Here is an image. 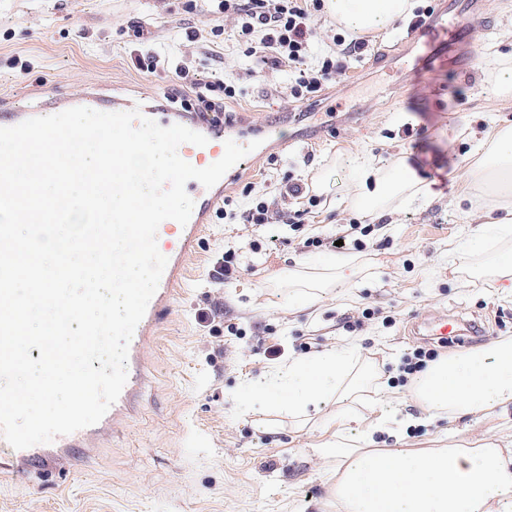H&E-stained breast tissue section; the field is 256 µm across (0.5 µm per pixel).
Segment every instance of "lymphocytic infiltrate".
Masks as SVG:
<instances>
[{"label": "lymphocytic infiltrate", "mask_w": 512, "mask_h": 512, "mask_svg": "<svg viewBox=\"0 0 512 512\" xmlns=\"http://www.w3.org/2000/svg\"><path fill=\"white\" fill-rule=\"evenodd\" d=\"M211 12L234 14L240 23L233 39L245 56L256 65L272 70L294 68L289 83L290 94L297 100L315 99L336 72L334 57L325 56L321 65L302 70L300 62L308 55L317 32L311 23L315 12L321 9V0H206ZM128 35L138 43L141 51L134 62L142 72L174 73L175 79L167 94L168 100L180 104L189 112H220L226 101L240 97L243 87L227 80L202 84L188 67L174 62L171 55L152 46L142 23H132ZM219 219H232L244 224L265 228L275 234L277 225L294 224L295 218L277 202L249 203L241 210H221Z\"/></svg>", "instance_id": "1"}]
</instances>
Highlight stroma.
<instances>
[{"instance_id": "stroma-1", "label": "stroma", "mask_w": 512, "mask_h": 512, "mask_svg": "<svg viewBox=\"0 0 512 512\" xmlns=\"http://www.w3.org/2000/svg\"><path fill=\"white\" fill-rule=\"evenodd\" d=\"M483 16L459 49L472 60L469 74L401 65L404 17L369 35L362 58L340 60L321 101L311 104L289 96L283 72L251 76L252 60L213 33L218 25L235 28L236 16H214L194 0H0V97L94 82L109 94L163 98L169 78L138 70L137 47L126 37L131 22L143 20L155 46L169 48L199 79L240 78L246 92L227 104L228 120L279 115L289 147L277 163L261 162L232 185L235 203L268 198L288 178L327 184L317 206L293 202L302 228L283 227L280 241L268 242L249 224H212L168 325L150 346L140 409L123 435L83 458L61 459L59 473L0 480V512H336L314 453L325 439L322 426L284 412L244 413L239 398L250 382L288 356L350 344L356 363L373 369L372 387L391 386L402 413L415 417L420 410L402 367L430 343L408 334L411 322L478 321L484 334L472 339L475 347L512 337V298L492 278L467 280L448 267L449 241L480 222L472 203L477 141L491 124L512 125V90H496L494 81L498 63L512 59V0H483ZM189 30L197 41L186 40ZM24 62L30 71L21 70ZM464 126L470 137H458ZM301 130L312 140L293 143ZM350 149L384 165L405 161L429 184L430 203L381 215L353 209L354 175L335 163ZM356 222L373 227L356 276L317 306L295 303L288 280L297 268L339 255L305 240L349 234ZM230 249L239 273L225 282L215 271ZM209 309L219 318L201 321ZM231 324L241 335L228 332ZM498 425L494 417L452 426L436 420L412 429L408 442L438 448L453 438L493 436Z\"/></svg>"}]
</instances>
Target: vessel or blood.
<instances>
[{"mask_svg":"<svg viewBox=\"0 0 512 512\" xmlns=\"http://www.w3.org/2000/svg\"><path fill=\"white\" fill-rule=\"evenodd\" d=\"M482 20L478 0H440L437 10L423 26L416 29L415 36L422 39L428 55H446L450 65L465 73L470 69V59L450 56L449 51L465 39L471 25L481 23ZM78 106L104 112L137 109L143 116L161 126L180 124L201 133L207 139L206 145L184 143L178 148V154L183 160L200 169L222 158L226 141L231 140L241 146L249 144L253 150L230 168L212 188H205L194 180L187 182L186 188L194 192L196 202L186 225H178L171 219L159 225L158 248L167 257L168 263L146 313L135 329L128 353V379L118 400L96 426L56 437L43 448L33 446L17 450L0 437V464L8 469L17 465L30 471L52 470L57 465L58 452H83L92 447L98 436L117 430L128 415L137 411L147 350L155 333L171 314L177 297V287L185 276L188 262L201 238L212 224L215 214L224 205L225 190L247 167L263 159L271 147L282 144L279 122L272 116L258 128L234 131L220 118L163 106L151 99L135 102L115 97L103 93L95 86L77 93H59L29 101L17 100L8 107H0V127L14 126L32 117L52 115Z\"/></svg>","mask_w":512,"mask_h":512,"instance_id":"obj_1","label":"vessel or blood"}]
</instances>
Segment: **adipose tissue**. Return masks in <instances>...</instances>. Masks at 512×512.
<instances>
[{
    "label": "adipose tissue",
    "instance_id": "1",
    "mask_svg": "<svg viewBox=\"0 0 512 512\" xmlns=\"http://www.w3.org/2000/svg\"><path fill=\"white\" fill-rule=\"evenodd\" d=\"M409 0H324L326 14L352 34L388 29L409 9ZM478 178L495 208L512 214V126H494L477 145ZM337 162L355 174L358 189L348 202L384 213L428 202L429 190L401 162L382 167L355 151ZM449 253L487 257L486 269L505 296H512V225L480 224L448 245ZM345 255L324 262L321 272H298L293 283L318 298L356 272ZM365 374L347 347L292 356L247 386L243 411L278 408L318 418L326 440L320 455L330 462L328 484L337 512H512V442L485 438L445 448L378 449L376 434L403 435L414 427L398 404L383 396L362 406ZM426 419L483 418L512 404V338L428 363L409 389Z\"/></svg>",
    "mask_w": 512,
    "mask_h": 512
}]
</instances>
